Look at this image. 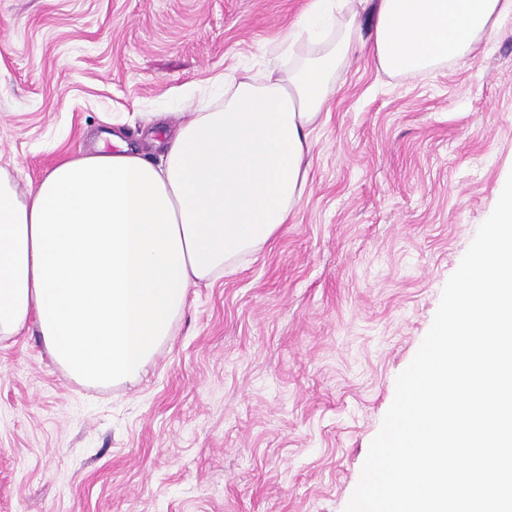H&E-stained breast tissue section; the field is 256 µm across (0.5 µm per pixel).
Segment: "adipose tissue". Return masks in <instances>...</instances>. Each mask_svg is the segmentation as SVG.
Instances as JSON below:
<instances>
[{"instance_id":"obj_1","label":"adipose tissue","mask_w":512,"mask_h":512,"mask_svg":"<svg viewBox=\"0 0 512 512\" xmlns=\"http://www.w3.org/2000/svg\"><path fill=\"white\" fill-rule=\"evenodd\" d=\"M511 24L512 0H310L266 75L224 76L223 104L183 123L160 162L114 133L28 192L0 171V340L32 320L75 380L137 378L190 289L235 271L301 203L311 134L354 52L429 73Z\"/></svg>"}]
</instances>
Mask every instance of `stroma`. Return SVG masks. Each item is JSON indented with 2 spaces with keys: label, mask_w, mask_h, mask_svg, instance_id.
Here are the masks:
<instances>
[{
  "label": "stroma",
  "mask_w": 512,
  "mask_h": 512,
  "mask_svg": "<svg viewBox=\"0 0 512 512\" xmlns=\"http://www.w3.org/2000/svg\"><path fill=\"white\" fill-rule=\"evenodd\" d=\"M309 0H0V168L19 191L121 122L150 160ZM304 202L191 289L144 373L0 341V512H345L397 376L512 173V29L435 73L338 71Z\"/></svg>",
  "instance_id": "1"
}]
</instances>
